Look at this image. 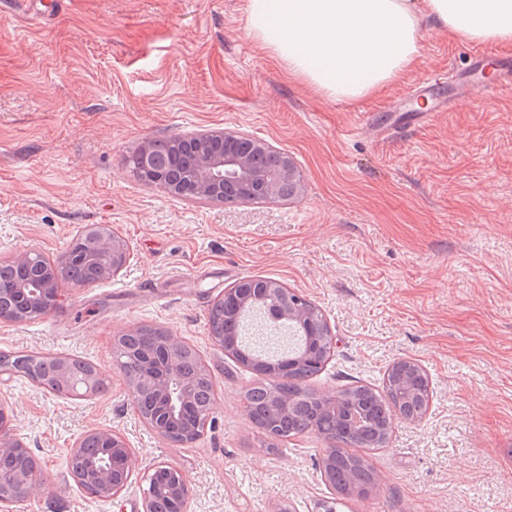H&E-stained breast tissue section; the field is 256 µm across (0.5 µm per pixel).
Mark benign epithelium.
Masks as SVG:
<instances>
[{
  "instance_id": "7a95c632",
  "label": "benign epithelium",
  "mask_w": 512,
  "mask_h": 512,
  "mask_svg": "<svg viewBox=\"0 0 512 512\" xmlns=\"http://www.w3.org/2000/svg\"><path fill=\"white\" fill-rule=\"evenodd\" d=\"M199 148V155L192 166V180L196 184V196L217 200L233 184L260 187L266 201H276L288 193V183H293L294 194L301 193L303 180L300 174L288 168L265 171L253 163L248 144L252 137L239 132L213 131L187 136ZM137 168L150 173L149 182L160 186L171 195L180 192L166 184V178L156 169L157 162L152 154V144L147 142L135 154ZM84 239L91 251L81 254L73 247L63 253L60 263L66 266L88 262L100 254L112 255V265L98 269L96 277L106 279L118 273L127 262L128 245L112 230L103 225H90L84 230ZM43 256L36 249L17 252L12 263L17 266L38 269ZM63 276L60 272L40 277L36 282L18 283L12 294L19 301V308L10 317L0 319L13 323H25L43 317L60 307L63 302ZM240 306L251 308L263 301L273 308L278 318L291 322L304 329L308 326L304 306L310 304L305 295L286 288L276 280H265V287L239 289ZM160 345L163 366L156 372L151 365L134 378L126 379L127 391L134 406H139L144 392L152 394L161 409L150 413H139L140 418L158 436L181 446H189L198 440L208 426L212 407H207L196 420L188 424L182 436L174 439L170 426L182 418L183 409L189 406L196 393V380L183 372L185 342L175 333L160 332ZM59 366L56 381L69 386L75 396L93 395L98 391L99 374L76 379L68 369V360L58 358ZM11 412L0 402V456L18 455L28 452V448L13 436L10 429ZM94 435L106 442L105 456L88 459L84 472L73 477L74 483L94 497L116 499L133 479L137 471L136 453L119 433L110 429L94 431ZM147 489L144 491L143 512H160L167 501L173 505V512H190L191 490L186 476L176 466L158 463L147 471ZM42 479L33 470L15 469L0 465V512H27L26 505Z\"/></svg>"
}]
</instances>
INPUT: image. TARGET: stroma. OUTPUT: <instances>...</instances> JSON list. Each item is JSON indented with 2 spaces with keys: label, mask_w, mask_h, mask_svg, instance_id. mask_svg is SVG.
<instances>
[{
  "label": "stroma",
  "mask_w": 512,
  "mask_h": 512,
  "mask_svg": "<svg viewBox=\"0 0 512 512\" xmlns=\"http://www.w3.org/2000/svg\"><path fill=\"white\" fill-rule=\"evenodd\" d=\"M247 27V0H0V264L27 248L56 260L90 224L130 247L119 274L68 288L60 308L0 320V350L79 359L106 385L68 399L0 376L41 468L30 512H142L140 475L114 500L69 477L71 448L98 429L122 434L142 470L180 467L192 512H317L331 441L302 433L268 451L244 411L251 373L209 334L215 300L256 278L330 324L317 393L382 388L401 358L429 377L425 418H393L388 444L366 452L376 489L339 512H512V93L413 125L388 100L463 65L473 43L427 28L408 73L336 101ZM225 129L287 154L301 195L175 197L128 166L144 141ZM143 327L182 336L211 376L213 422L192 446L140 419L113 360L116 338Z\"/></svg>",
  "instance_id": "35a3bbf8"
}]
</instances>
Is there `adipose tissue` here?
Wrapping results in <instances>:
<instances>
[{
    "mask_svg": "<svg viewBox=\"0 0 512 512\" xmlns=\"http://www.w3.org/2000/svg\"><path fill=\"white\" fill-rule=\"evenodd\" d=\"M250 35L327 97L351 101L411 68L425 26L512 44V0H247Z\"/></svg>",
    "mask_w": 512,
    "mask_h": 512,
    "instance_id": "obj_1",
    "label": "adipose tissue"
}]
</instances>
